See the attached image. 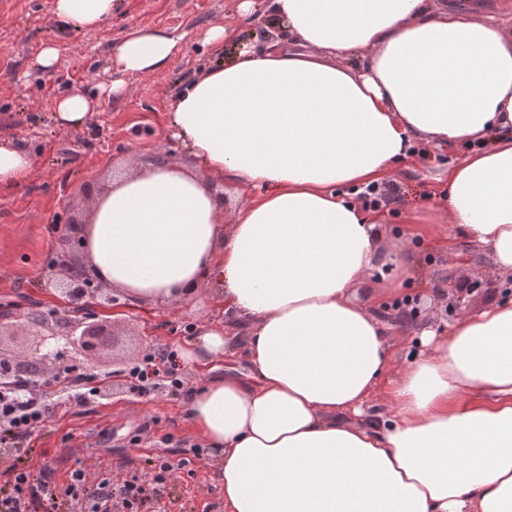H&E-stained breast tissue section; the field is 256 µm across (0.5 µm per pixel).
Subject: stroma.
<instances>
[{"label": "stroma", "mask_w": 512, "mask_h": 512, "mask_svg": "<svg viewBox=\"0 0 512 512\" xmlns=\"http://www.w3.org/2000/svg\"><path fill=\"white\" fill-rule=\"evenodd\" d=\"M237 0H116L112 17L96 30L62 31L50 14V0H0V137L24 146L35 157L34 178L0 195V358L26 362L33 337L13 333L20 315L55 311L59 317L101 323L114 334L111 352L91 361L79 348L54 339L55 368L74 367L94 375L95 403L54 401L51 414L28 441L26 461L33 471H47L54 485L67 481L71 467L83 463L97 474L120 482L132 468H147L162 450L193 447L199 453L193 471L161 489L147 488L163 512H224L214 451L202 447L185 420L184 390L202 382L204 373L179 364L183 392L143 398L130 392L127 370L157 349L176 350L199 320H217L223 313L211 290L201 289L187 303L157 306L146 302L116 312L106 296L84 308L71 309L56 288L63 265L84 263L83 250L66 242L72 218L86 219L112 174L147 163L168 140L172 98L179 85L203 66L221 59V51L203 42L205 31L221 23L234 28L240 41L265 45L262 17L270 0H254V12L237 14ZM148 26L181 35V49L165 70L148 76L123 75L112 69V49L129 32ZM54 43L58 59L52 71H42L37 56ZM122 82L118 95L98 94L101 85ZM80 88L95 93L90 121L78 129L52 120L53 103L65 91ZM449 146L428 149L401 165L392 182L400 197L389 206L388 245L399 242L394 232L402 207L441 204L446 181L425 178L427 168L447 171L460 157ZM435 242H448L451 252L420 251L408 288L415 311L403 314L395 305H381L378 315L405 335L421 327L452 322L448 284L463 288L467 311L502 299L512 289V276L491 277V262L483 251L451 224L430 229Z\"/></svg>", "instance_id": "35a3bbf8"}]
</instances>
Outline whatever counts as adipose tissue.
<instances>
[{
	"label": "adipose tissue",
	"instance_id": "ef3b65f1",
	"mask_svg": "<svg viewBox=\"0 0 512 512\" xmlns=\"http://www.w3.org/2000/svg\"><path fill=\"white\" fill-rule=\"evenodd\" d=\"M114 0H51L89 31ZM285 36L183 84L171 127L199 171L152 161L112 181L80 235L86 267L133 302L206 285L226 317L180 352L249 370L184 399L222 469L224 512H512V303L424 328L398 362L375 305L404 296L417 240L451 224L512 275V36L474 0H272ZM179 36L129 33L111 62L167 68ZM461 148L448 202L405 212L399 248L355 200L422 146ZM30 152L0 138V192ZM256 190L224 221L213 178ZM372 283V301L351 289Z\"/></svg>",
	"mask_w": 512,
	"mask_h": 512
}]
</instances>
